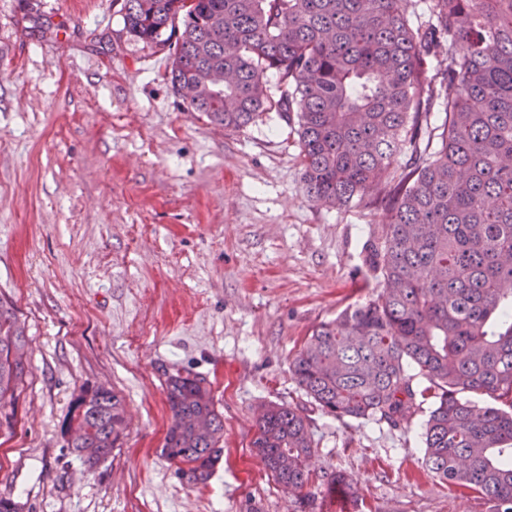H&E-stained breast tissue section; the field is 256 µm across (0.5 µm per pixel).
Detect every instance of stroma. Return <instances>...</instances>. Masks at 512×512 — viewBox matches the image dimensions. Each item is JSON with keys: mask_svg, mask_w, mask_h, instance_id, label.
<instances>
[{"mask_svg": "<svg viewBox=\"0 0 512 512\" xmlns=\"http://www.w3.org/2000/svg\"><path fill=\"white\" fill-rule=\"evenodd\" d=\"M117 8L0 0V295L32 349L0 495L23 512H298L250 448L259 408L279 403L312 421V470L345 473L364 500L324 512H490L424 470L426 411L339 421L289 370L314 327L380 293L360 251L386 210L310 200L297 125L277 111L229 131L187 110ZM178 369L204 374L224 415L222 459L195 487L161 454ZM97 384L129 427L89 472L60 424Z\"/></svg>", "mask_w": 512, "mask_h": 512, "instance_id": "35a3bbf8", "label": "stroma"}]
</instances>
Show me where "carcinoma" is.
<instances>
[{"mask_svg":"<svg viewBox=\"0 0 512 512\" xmlns=\"http://www.w3.org/2000/svg\"><path fill=\"white\" fill-rule=\"evenodd\" d=\"M402 2L120 0L118 13L133 40L166 54L173 90L200 82L182 103L208 123L239 130L273 108L296 121L313 201L389 212L362 249L382 292L312 330L290 364L301 390L337 420L391 427L431 402L424 468L481 494L491 512H512V0H425L417 25ZM211 68L224 69V88L202 81ZM433 112L445 113L442 132L422 147ZM408 153L418 159L394 167ZM29 373L25 323L0 297V436L15 432ZM165 393L161 454L204 485L224 438L211 385L178 370ZM198 416L210 431L194 430ZM255 427L253 452L301 512H322L324 494L356 495L341 473L312 474L302 411L268 404ZM126 429L122 397L83 385L61 435L93 470Z\"/></svg>","mask_w":512,"mask_h":512,"instance_id":"cac0c4a2","label":"carcinoma"}]
</instances>
